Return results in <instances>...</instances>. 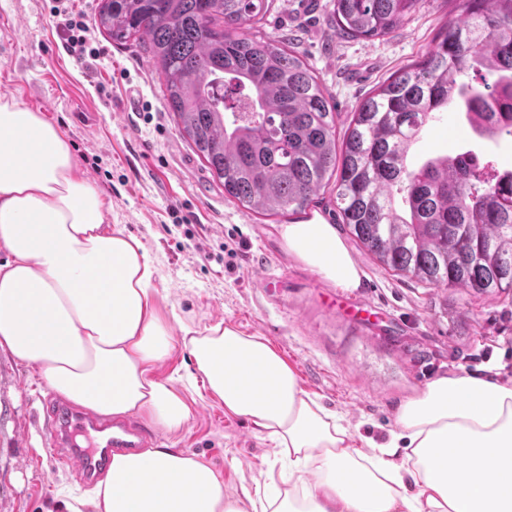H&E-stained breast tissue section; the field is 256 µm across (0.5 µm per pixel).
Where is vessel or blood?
<instances>
[{
    "label": "vessel or blood",
    "instance_id": "1",
    "mask_svg": "<svg viewBox=\"0 0 512 512\" xmlns=\"http://www.w3.org/2000/svg\"><path fill=\"white\" fill-rule=\"evenodd\" d=\"M44 429L45 446L51 455L63 460L84 483L92 482L107 470L114 454L132 453L154 444L151 436L134 424L103 421L63 402L45 407ZM80 434L88 438V446L76 443Z\"/></svg>",
    "mask_w": 512,
    "mask_h": 512
}]
</instances>
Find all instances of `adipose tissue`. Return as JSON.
Instances as JSON below:
<instances>
[{
    "mask_svg": "<svg viewBox=\"0 0 512 512\" xmlns=\"http://www.w3.org/2000/svg\"><path fill=\"white\" fill-rule=\"evenodd\" d=\"M60 129L0 97V349L35 368L70 402L179 432L190 408L174 379L150 375L176 344L227 411L274 443L288 491L255 494L259 512H512V383L452 373L397 410L396 440L352 445L341 418L307 395L260 336L203 330L156 307L157 270L142 242L111 223ZM295 255L336 285L361 271L332 225H285ZM402 461H394L397 446ZM243 512L196 456L153 447L116 455L68 512Z\"/></svg>",
    "mask_w": 512,
    "mask_h": 512,
    "instance_id": "ef3b65f1",
    "label": "adipose tissue"
}]
</instances>
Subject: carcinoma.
<instances>
[{
  "mask_svg": "<svg viewBox=\"0 0 512 512\" xmlns=\"http://www.w3.org/2000/svg\"><path fill=\"white\" fill-rule=\"evenodd\" d=\"M419 0H330L339 38L380 39ZM268 0H101L97 29L147 37L180 133L263 216L306 210L334 183L351 234L388 269L477 294L512 288V170L471 151L412 168L434 114H465L480 136L512 135V0H465L423 60L365 99L337 143L319 77L256 29Z\"/></svg>",
  "mask_w": 512,
  "mask_h": 512,
  "instance_id": "1",
  "label": "carcinoma"
}]
</instances>
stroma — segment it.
<instances>
[{
  "label": "stroma",
  "mask_w": 512,
  "mask_h": 512,
  "mask_svg": "<svg viewBox=\"0 0 512 512\" xmlns=\"http://www.w3.org/2000/svg\"><path fill=\"white\" fill-rule=\"evenodd\" d=\"M462 0H420L416 13L381 39L337 38L329 0H274L263 32L290 39L323 80L345 131L360 104L394 72L434 46ZM98 59L63 47L47 0H0V97L43 112L68 139L92 183L112 204L110 221L145 246L157 269V306L201 330L222 322L264 337L295 371L301 389L349 425L355 447L387 442L397 405L438 376L489 375L512 382V289L475 295L435 287L381 264L340 224L330 189L305 212L263 217L225 197L224 187L180 133L164 106L161 79L143 41L117 44L96 34ZM90 113L81 122L77 113ZM472 149L512 169V136L489 142L463 114L441 113L412 147L422 164ZM335 225L362 277V311L330 304L334 282L288 251L285 224ZM235 257H228L225 244ZM268 269L269 287L253 278ZM51 388L32 367L0 350V512H66L86 492L44 446L42 404ZM191 416L159 446L213 467L228 494L286 489L274 443L196 382Z\"/></svg>",
  "instance_id": "stroma-1"
}]
</instances>
